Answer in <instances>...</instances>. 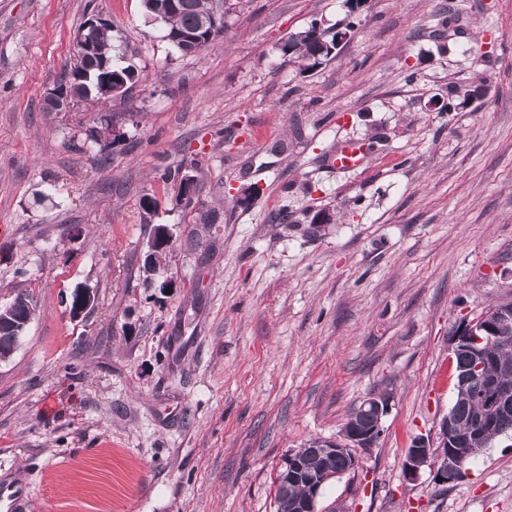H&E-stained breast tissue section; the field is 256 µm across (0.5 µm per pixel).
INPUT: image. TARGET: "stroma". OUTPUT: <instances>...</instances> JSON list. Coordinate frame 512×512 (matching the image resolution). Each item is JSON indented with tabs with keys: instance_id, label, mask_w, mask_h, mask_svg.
Returning a JSON list of instances; mask_svg holds the SVG:
<instances>
[{
	"instance_id": "obj_1",
	"label": "stroma",
	"mask_w": 512,
	"mask_h": 512,
	"mask_svg": "<svg viewBox=\"0 0 512 512\" xmlns=\"http://www.w3.org/2000/svg\"><path fill=\"white\" fill-rule=\"evenodd\" d=\"M223 10L183 56L141 0H0V307L36 309L0 361V480L31 475L29 512H276L288 451L384 396L320 512H512V436L447 485L402 467L454 402L433 387L454 337L512 301V0ZM96 16L140 81L44 111ZM313 23L349 36L304 73L280 47ZM342 141L368 144L359 168L331 166ZM194 158L206 227L166 176Z\"/></svg>"
}]
</instances>
